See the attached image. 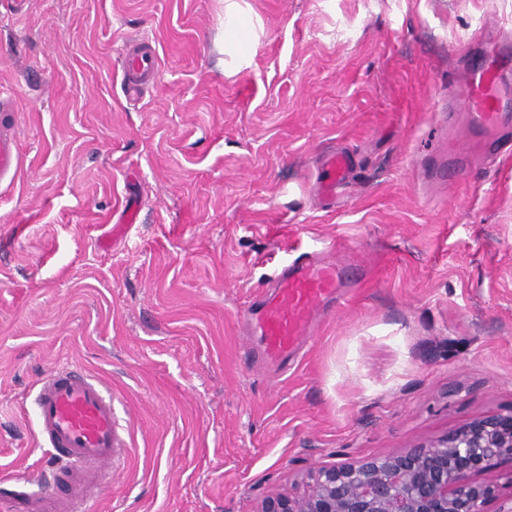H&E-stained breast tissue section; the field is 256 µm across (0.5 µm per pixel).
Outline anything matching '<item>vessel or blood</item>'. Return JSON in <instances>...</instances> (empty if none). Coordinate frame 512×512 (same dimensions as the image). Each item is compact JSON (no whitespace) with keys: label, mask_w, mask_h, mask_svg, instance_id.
Returning a JSON list of instances; mask_svg holds the SVG:
<instances>
[{"label":"vessel or blood","mask_w":512,"mask_h":512,"mask_svg":"<svg viewBox=\"0 0 512 512\" xmlns=\"http://www.w3.org/2000/svg\"><path fill=\"white\" fill-rule=\"evenodd\" d=\"M499 53L472 64L470 81L462 93L468 127L484 140L497 127L512 124L500 94ZM123 77L131 85L158 80V53L143 42L128 56ZM9 99L0 96V184H13L22 165L19 141ZM352 162L342 152L323 161L316 179L325 200H333ZM344 280L340 266L297 257L278 275L275 291L262 299L253 328L266 356L287 360L308 336L318 312ZM33 407L41 445L51 448L50 490L42 493L10 481H0V512H80L100 485L106 469L119 454L112 391L101 379L79 369L59 367L40 382Z\"/></svg>","instance_id":"obj_1"}]
</instances>
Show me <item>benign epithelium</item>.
Here are the masks:
<instances>
[{
  "instance_id": "benign-epithelium-1",
  "label": "benign epithelium",
  "mask_w": 512,
  "mask_h": 512,
  "mask_svg": "<svg viewBox=\"0 0 512 512\" xmlns=\"http://www.w3.org/2000/svg\"><path fill=\"white\" fill-rule=\"evenodd\" d=\"M512 464V414L476 419L450 436L345 466H319L302 492L264 498L256 512H486Z\"/></svg>"
}]
</instances>
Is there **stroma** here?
<instances>
[{
	"label": "stroma",
	"instance_id": "35a3bbf8",
	"mask_svg": "<svg viewBox=\"0 0 512 512\" xmlns=\"http://www.w3.org/2000/svg\"><path fill=\"white\" fill-rule=\"evenodd\" d=\"M158 52L132 99L125 55ZM512 0H0L23 163L0 187V476L43 467L27 397L112 389L128 446L88 512H255L512 413V125L442 179L448 92ZM353 159L320 203L321 160ZM135 223L123 224L126 203ZM353 267L287 364L242 311L290 261Z\"/></svg>",
	"mask_w": 512,
	"mask_h": 512
}]
</instances>
